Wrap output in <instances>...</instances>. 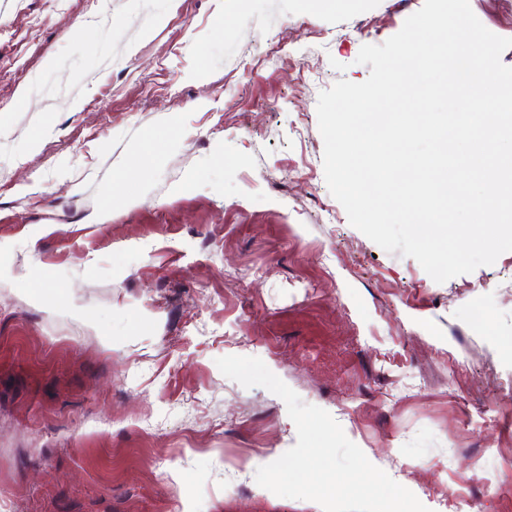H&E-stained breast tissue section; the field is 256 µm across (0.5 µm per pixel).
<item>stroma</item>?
<instances>
[{"instance_id": "35a3bbf8", "label": "stroma", "mask_w": 512, "mask_h": 512, "mask_svg": "<svg viewBox=\"0 0 512 512\" xmlns=\"http://www.w3.org/2000/svg\"><path fill=\"white\" fill-rule=\"evenodd\" d=\"M423 3L0 0V512H322L257 484L297 430L226 355L512 512V251L436 283L324 178L319 93Z\"/></svg>"}]
</instances>
